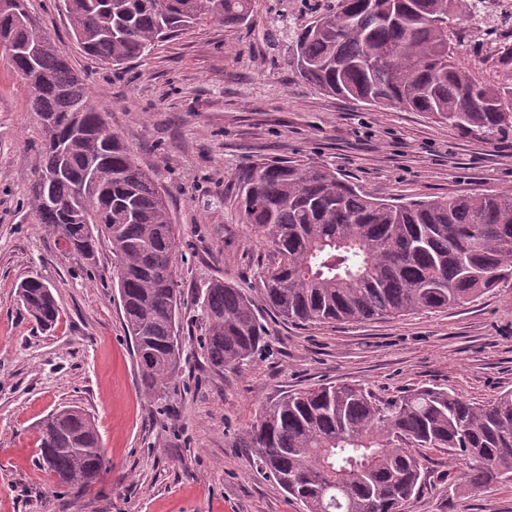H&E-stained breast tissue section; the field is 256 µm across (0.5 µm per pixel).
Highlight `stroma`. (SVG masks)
Here are the masks:
<instances>
[{"mask_svg":"<svg viewBox=\"0 0 512 512\" xmlns=\"http://www.w3.org/2000/svg\"><path fill=\"white\" fill-rule=\"evenodd\" d=\"M336 3L256 0L247 24L186 31L115 70L80 50L62 0H27L168 195L182 354L164 396L149 397L123 329L111 250L100 247L86 267L28 218L42 131L27 86L0 58V512H303L239 445L284 392L356 383L389 397L438 386L481 404L512 390L510 287L453 309L344 324L297 325L264 301L259 273L272 254L242 224L237 198L239 169L257 159L325 165L372 196L404 202L512 190V135L490 142L296 77L292 38L276 18L300 28ZM35 275L61 308L46 332L16 298L17 284ZM216 279L242 288L266 328V349L239 369H212L200 349L195 300ZM65 405L94 419L107 460L82 491L56 488L37 465L36 425ZM432 470L411 512H512V483L452 491L447 456Z\"/></svg>","mask_w":512,"mask_h":512,"instance_id":"obj_1","label":"stroma"}]
</instances>
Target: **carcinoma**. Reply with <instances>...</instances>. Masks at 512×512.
I'll use <instances>...</instances> for the list:
<instances>
[{
  "label": "carcinoma",
  "instance_id": "obj_1",
  "mask_svg": "<svg viewBox=\"0 0 512 512\" xmlns=\"http://www.w3.org/2000/svg\"><path fill=\"white\" fill-rule=\"evenodd\" d=\"M497 0H337L294 32L291 64L303 81L373 107L428 112L466 132L498 140L512 132V82H485L451 49L449 14L487 12ZM83 52L119 67L189 28L240 26L254 0H64ZM26 0H0V52L14 71L28 62L18 47L47 38L36 61L46 82L30 90L40 125L43 167L31 183L30 219L65 239L87 264L110 248L124 325L141 382L161 393L175 375L180 293L179 248L165 192L140 168L118 134L98 132L103 108L69 67L55 37ZM486 56L512 65V28L472 35ZM80 120V134L69 121ZM83 187L112 223L65 219L46 198ZM242 223L276 259L261 281L268 305L300 324L346 323L418 310L451 309L512 281V191L401 202L372 197L324 165L262 158L238 175ZM21 306L54 328L60 309L40 277L18 285ZM207 324L204 355L217 370L250 363L267 334L251 300L229 282L197 298ZM243 447L304 512H409L429 474L431 453L460 465L461 483L512 482V391L484 403L421 386L380 397L356 384L289 392L262 409ZM39 464L57 484L82 489L105 466L95 423L76 405L37 424Z\"/></svg>",
  "mask_w": 512,
  "mask_h": 512
}]
</instances>
